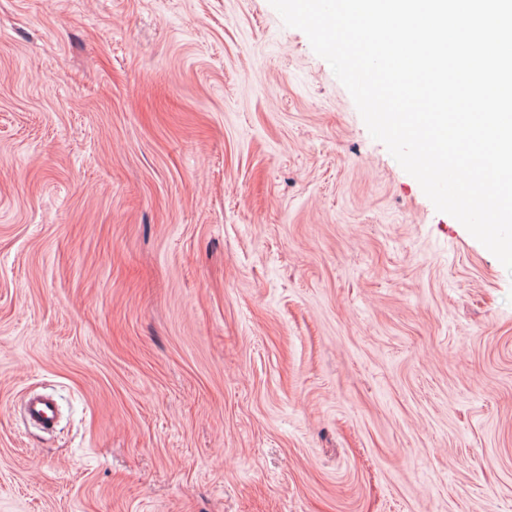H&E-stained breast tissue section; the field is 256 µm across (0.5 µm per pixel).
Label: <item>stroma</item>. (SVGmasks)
<instances>
[{
    "label": "stroma",
    "mask_w": 512,
    "mask_h": 512,
    "mask_svg": "<svg viewBox=\"0 0 512 512\" xmlns=\"http://www.w3.org/2000/svg\"><path fill=\"white\" fill-rule=\"evenodd\" d=\"M0 512H512V274L269 0H0ZM25 415L30 422L52 428L57 421V406L50 396L32 395L26 401Z\"/></svg>",
    "instance_id": "obj_1"
}]
</instances>
